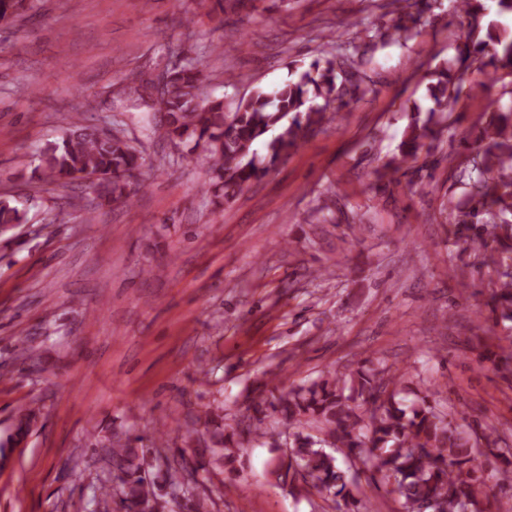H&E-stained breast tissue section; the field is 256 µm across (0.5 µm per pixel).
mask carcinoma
Masks as SVG:
<instances>
[{"mask_svg":"<svg viewBox=\"0 0 512 512\" xmlns=\"http://www.w3.org/2000/svg\"><path fill=\"white\" fill-rule=\"evenodd\" d=\"M245 0H202L219 15L235 13ZM418 0H403L393 25L395 42L410 37L418 17L411 9ZM449 13L462 29L456 63H440L430 71L432 106L416 112L408 123L398 152L375 171L376 187L387 190L400 181L421 153H430L455 135L448 123V104L468 92L488 95L485 126L476 137V168L480 177L465 183L467 205L457 210L456 224L512 223V102L492 94L512 77V29L496 17L512 14V0H450ZM200 55L185 56L167 68L164 137L176 148L190 151L169 158L185 166L205 161L212 203L221 206L245 185L264 177L280 160L297 150L322 125L345 109L364 76L354 55L329 52L300 71L295 80L274 89L257 88L235 111L224 110V99L204 98L200 88ZM126 101L153 111L151 79L134 71L122 77ZM427 112L422 119L419 113ZM105 134L82 115L72 118L59 142L39 156L32 179L65 189L81 178L96 206L133 204L144 181L137 179L144 164L140 145L119 128ZM265 142L266 153L254 146ZM37 193L16 201L0 199V232L24 224ZM400 376L387 368L364 363L343 372H328L309 383L283 390L252 403L250 414L233 423L224 408L204 412L198 421L210 433L211 445L199 449V431L181 436L183 458L155 467L148 449L129 439L106 438L103 447L112 463V484L99 488V502L111 512H209L207 499L185 486L187 469L224 468L241 449L260 442L276 451L269 474L306 496L343 501V512H369L358 497L361 477L398 496L399 512H421L427 502L433 512H482L483 498L495 490L512 489V448H492L494 469L477 462L470 435L459 430L440 409L434 390L406 405L395 385ZM342 448L347 468L329 449Z\"/></svg>","mask_w":512,"mask_h":512,"instance_id":"cac0c4a2","label":"carcinoma"}]
</instances>
